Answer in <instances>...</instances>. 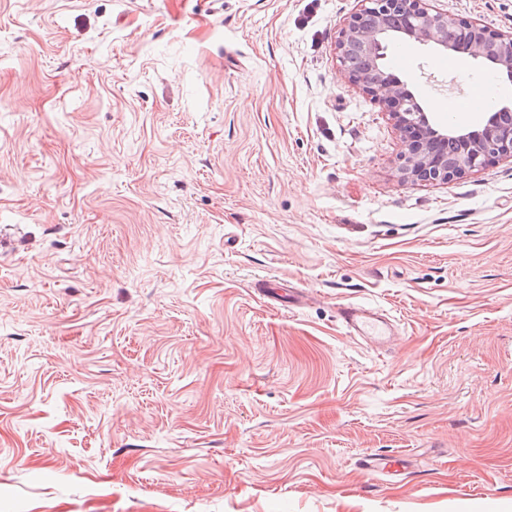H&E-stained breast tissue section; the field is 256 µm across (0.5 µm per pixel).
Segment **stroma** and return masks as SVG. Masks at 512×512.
I'll use <instances>...</instances> for the list:
<instances>
[{
    "instance_id": "35a3bbf8",
    "label": "stroma",
    "mask_w": 512,
    "mask_h": 512,
    "mask_svg": "<svg viewBox=\"0 0 512 512\" xmlns=\"http://www.w3.org/2000/svg\"><path fill=\"white\" fill-rule=\"evenodd\" d=\"M359 7L0 0V512H512V161L400 181L336 59ZM406 49L437 124L512 103ZM342 324L358 336H366L383 343L389 336L388 325L376 313L356 302H345L339 307ZM408 462L406 459L395 456L380 457L376 454H369L364 456L359 462L360 467L368 472H381L382 474L390 476H401L406 469H408Z\"/></svg>"
}]
</instances>
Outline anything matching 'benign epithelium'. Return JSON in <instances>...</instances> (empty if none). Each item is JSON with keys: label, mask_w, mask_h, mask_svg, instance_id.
<instances>
[{"label": "benign epithelium", "mask_w": 512, "mask_h": 512, "mask_svg": "<svg viewBox=\"0 0 512 512\" xmlns=\"http://www.w3.org/2000/svg\"><path fill=\"white\" fill-rule=\"evenodd\" d=\"M340 28L337 57L347 81L380 102L400 132L403 151L398 160L401 181L446 183L484 167L492 159L512 160V118L490 112L482 125L439 126L406 85L387 72L384 60L390 43L386 16H400L401 41L429 44L450 53L457 50V31L469 33L472 57L489 59L512 80V34H499L481 23H459L428 7V0H362Z\"/></svg>", "instance_id": "obj_1"}]
</instances>
